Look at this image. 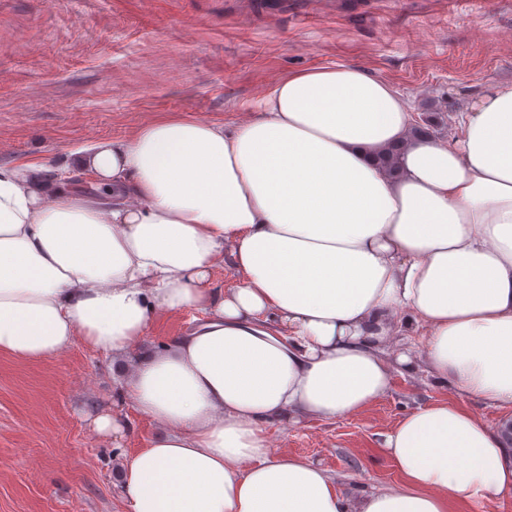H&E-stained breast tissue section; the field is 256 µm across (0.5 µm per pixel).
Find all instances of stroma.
Here are the masks:
<instances>
[{
    "label": "stroma",
    "mask_w": 512,
    "mask_h": 512,
    "mask_svg": "<svg viewBox=\"0 0 512 512\" xmlns=\"http://www.w3.org/2000/svg\"><path fill=\"white\" fill-rule=\"evenodd\" d=\"M338 63L392 85L413 118L447 113L452 140L489 87L512 84V0H0V165L53 168L168 114L237 120L288 73ZM112 387L110 360L79 340L42 360L0 354V512H126L117 472L158 426L128 405L131 434L94 430ZM454 396L400 370L360 413L272 424L267 437L341 486L382 488L399 480L384 434Z\"/></svg>",
    "instance_id": "35a3bbf8"
}]
</instances>
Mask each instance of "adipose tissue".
<instances>
[{
  "label": "adipose tissue",
  "instance_id": "obj_1",
  "mask_svg": "<svg viewBox=\"0 0 512 512\" xmlns=\"http://www.w3.org/2000/svg\"><path fill=\"white\" fill-rule=\"evenodd\" d=\"M409 127L396 89L337 64L279 79L239 121L169 115L55 172L0 165V353L79 340L120 363L113 400L161 426L124 463L127 512H452L512 494V430L466 406L512 411V84L453 140L408 143L394 178L374 155ZM186 309L199 323L147 348ZM405 328L423 347L391 355ZM399 365L456 393L385 435L399 484L351 495L272 451L269 424L358 414Z\"/></svg>",
  "mask_w": 512,
  "mask_h": 512
}]
</instances>
